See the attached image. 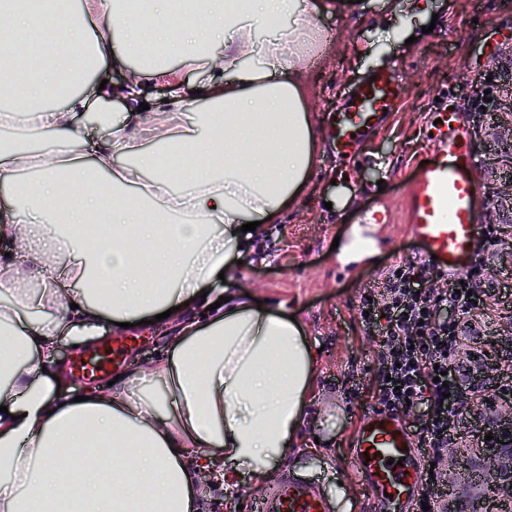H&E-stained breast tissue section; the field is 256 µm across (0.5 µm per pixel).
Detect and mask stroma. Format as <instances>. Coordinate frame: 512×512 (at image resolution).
Segmentation results:
<instances>
[{"mask_svg": "<svg viewBox=\"0 0 512 512\" xmlns=\"http://www.w3.org/2000/svg\"><path fill=\"white\" fill-rule=\"evenodd\" d=\"M319 43L300 81L307 112L327 122L348 88L376 70H396L402 98L387 123L369 133L356 159H336L321 143L302 199L278 223L265 225L238 271V283L263 305L297 319L316 352L315 378L302 423L276 473L320 477L333 512H380L350 464L362 412L375 408L378 338L361 322L364 296L393 265L417 250L407 231L408 189L429 149L426 124L444 100L469 113L477 90L493 79L497 124L481 118L473 136L482 222L500 242L482 269L481 291L495 304L478 316L482 332L512 336V0H431L429 14L401 9V0H336L316 20ZM361 241L359 261L344 262L332 242ZM119 370L147 365L167 350L154 327H137ZM114 333L75 344L60 336L56 367L68 387L98 390L107 378L79 380L71 370L81 355L112 345ZM269 482L252 474L225 491L217 481L196 483L202 512H245L267 494Z\"/></svg>", "mask_w": 512, "mask_h": 512, "instance_id": "1", "label": "stroma"}]
</instances>
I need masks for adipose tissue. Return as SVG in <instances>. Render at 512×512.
Returning <instances> with one entry per match:
<instances>
[{
    "mask_svg": "<svg viewBox=\"0 0 512 512\" xmlns=\"http://www.w3.org/2000/svg\"><path fill=\"white\" fill-rule=\"evenodd\" d=\"M335 0H81L77 17L53 0H8L0 48L37 47L24 85L0 64V512H194L197 469L225 485L241 472L272 477L300 426L315 359L299 322L229 292L253 236L243 224L279 222L302 197L319 126L298 80L316 43L315 16ZM151 39L196 72L184 84L159 64L134 66ZM93 75L62 104L42 99L83 65ZM134 70L124 84L113 72ZM165 78L166 99L148 84ZM119 101V119L88 140L90 104ZM189 160L184 191L157 177L158 145ZM37 172L17 183L20 170ZM111 174L90 184L89 173ZM106 212L87 245L74 226ZM173 225L167 238L158 227ZM165 281L156 284L154 272ZM205 298V319L184 302ZM168 313L177 327L160 361L133 365L106 391L76 401L48 367L59 334L85 341L117 322ZM163 383L165 398L139 392ZM203 449L201 460L190 453ZM82 454L81 467L60 468Z\"/></svg>",
    "mask_w": 512,
    "mask_h": 512,
    "instance_id": "ef3b65f1",
    "label": "adipose tissue"
}]
</instances>
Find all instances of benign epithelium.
Here are the masks:
<instances>
[{"instance_id": "obj_1", "label": "benign epithelium", "mask_w": 512, "mask_h": 512, "mask_svg": "<svg viewBox=\"0 0 512 512\" xmlns=\"http://www.w3.org/2000/svg\"><path fill=\"white\" fill-rule=\"evenodd\" d=\"M512 359V338L497 349L491 343L486 357H477L479 370L474 373L468 389L477 393L476 407L462 405L458 418L464 422L473 414L485 415L484 434H492L485 442L484 451L458 461L467 471V479L457 486L448 485V497L453 500L448 512H512V411L499 413L495 410L496 399H485L489 372L499 368V357Z\"/></svg>"}]
</instances>
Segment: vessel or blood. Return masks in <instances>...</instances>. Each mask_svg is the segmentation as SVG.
Instances as JSON below:
<instances>
[{"mask_svg":"<svg viewBox=\"0 0 512 512\" xmlns=\"http://www.w3.org/2000/svg\"><path fill=\"white\" fill-rule=\"evenodd\" d=\"M402 95L391 70L376 71L344 95L326 127V139L337 159L359 151L364 136L382 128ZM434 124L428 161L407 196L410 235L419 255L442 274L460 275L472 265L481 237L479 189L470 129L461 113L443 109ZM117 355L107 348L79 358L72 370L90 380L105 374ZM423 448L403 419L374 410L359 421L351 455L354 471L366 482L387 512H416L424 480ZM255 512H332L318 480L291 474L277 479Z\"/></svg>","mask_w":512,"mask_h":512,"instance_id":"vessel-or-blood-1","label":"vessel or blood"}]
</instances>
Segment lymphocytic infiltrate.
<instances>
[{
	"mask_svg": "<svg viewBox=\"0 0 512 512\" xmlns=\"http://www.w3.org/2000/svg\"><path fill=\"white\" fill-rule=\"evenodd\" d=\"M482 266L475 261L472 271L433 288L429 265L416 259L400 263L387 270L378 296L361 304L369 312L365 327L379 338L377 400L397 415L411 405L424 407L423 417L409 428L430 464L446 455L456 429L454 411L465 400L458 376L466 365L460 355L466 341L480 334L468 319L474 308L468 293L475 290V273ZM451 306L460 319L444 318Z\"/></svg>",
	"mask_w": 512,
	"mask_h": 512,
	"instance_id": "lymphocytic-infiltrate-1",
	"label": "lymphocytic infiltrate"
}]
</instances>
